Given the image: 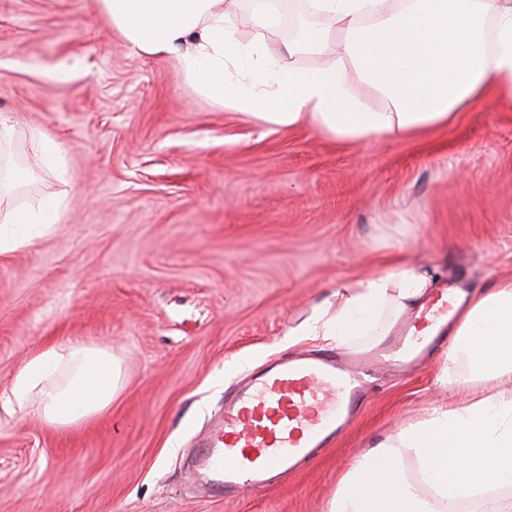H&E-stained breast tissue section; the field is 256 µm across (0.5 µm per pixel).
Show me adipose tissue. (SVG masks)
Segmentation results:
<instances>
[{"label": "adipose tissue", "mask_w": 512, "mask_h": 512, "mask_svg": "<svg viewBox=\"0 0 512 512\" xmlns=\"http://www.w3.org/2000/svg\"><path fill=\"white\" fill-rule=\"evenodd\" d=\"M325 27L306 30L289 52L336 47L334 64L313 71L269 62L242 42L224 0H98L132 51L177 55L180 78L213 102L279 127L312 126L342 142L398 141L454 125L471 104L494 97L512 107V0H303ZM385 97V109L355 95L356 82ZM64 197L36 209L0 207V251L58 224ZM421 266L401 263L342 284L332 301L292 328L299 339L347 347L381 341L433 286ZM438 385H467L458 406L380 441L339 480L328 512H512V279L473 296L452 326ZM68 369L64 386L44 381ZM121 378L107 349L74 339L45 347L17 372L11 393L25 404L42 392L55 428L101 417ZM416 464L407 472L404 459Z\"/></svg>", "instance_id": "ef3b65f1"}]
</instances>
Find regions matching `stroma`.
Masks as SVG:
<instances>
[{"mask_svg": "<svg viewBox=\"0 0 512 512\" xmlns=\"http://www.w3.org/2000/svg\"><path fill=\"white\" fill-rule=\"evenodd\" d=\"M236 0L237 35L301 70ZM0 161L24 172L15 203L62 194L60 224L0 254V512H327L356 460L435 407L447 352L380 374L335 447L265 495L201 497L182 451L234 383L306 350L288 336L341 284L401 260L437 286L478 292L512 277V110L486 98L446 129L382 145L338 142L224 107L177 75L173 55L128 49L95 0H0ZM64 149L65 177L32 149ZM109 349L111 413L64 430L12 381L41 348Z\"/></svg>", "mask_w": 512, "mask_h": 512, "instance_id": "obj_1", "label": "stroma"}]
</instances>
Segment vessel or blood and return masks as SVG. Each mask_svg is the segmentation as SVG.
<instances>
[{"instance_id": "obj_1", "label": "vessel or blood", "mask_w": 512, "mask_h": 512, "mask_svg": "<svg viewBox=\"0 0 512 512\" xmlns=\"http://www.w3.org/2000/svg\"><path fill=\"white\" fill-rule=\"evenodd\" d=\"M454 308L444 289L426 300L389 350L390 363L424 358L445 339ZM371 376L331 350L280 358L250 373L225 394L208 437L190 456L208 497L233 501L270 489L330 447L364 409Z\"/></svg>"}]
</instances>
